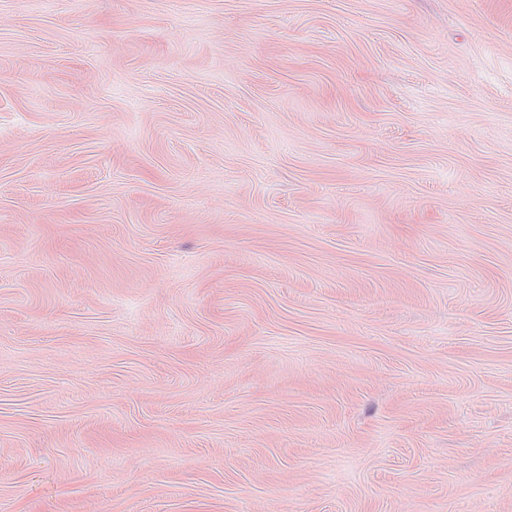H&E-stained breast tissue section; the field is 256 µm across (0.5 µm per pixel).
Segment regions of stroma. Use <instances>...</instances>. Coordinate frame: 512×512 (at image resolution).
Listing matches in <instances>:
<instances>
[{"label": "stroma", "instance_id": "35a3bbf8", "mask_svg": "<svg viewBox=\"0 0 512 512\" xmlns=\"http://www.w3.org/2000/svg\"><path fill=\"white\" fill-rule=\"evenodd\" d=\"M0 512H512V0H0Z\"/></svg>", "mask_w": 512, "mask_h": 512}]
</instances>
